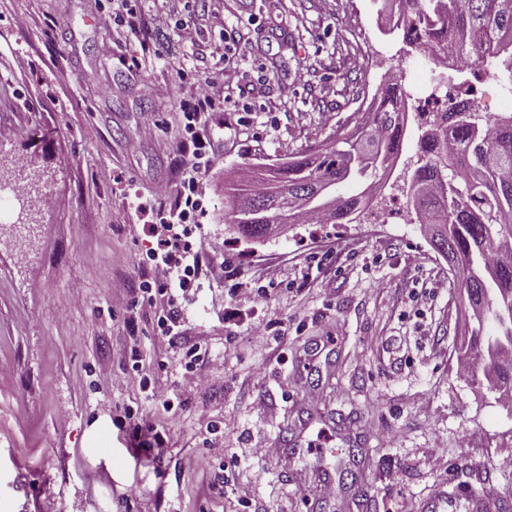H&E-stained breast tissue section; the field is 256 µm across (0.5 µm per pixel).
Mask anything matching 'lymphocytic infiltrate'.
Returning a JSON list of instances; mask_svg holds the SVG:
<instances>
[{
	"mask_svg": "<svg viewBox=\"0 0 512 512\" xmlns=\"http://www.w3.org/2000/svg\"><path fill=\"white\" fill-rule=\"evenodd\" d=\"M214 108L215 102L207 94L184 105L183 139L193 146L194 161L182 171L174 207L159 209L152 217L150 231L157 239V247L149 257L143 281L139 287L112 299L113 305L133 313L146 307L156 321L159 335L179 338L186 356L196 364L185 379V387L196 392L206 389L209 383L203 369L209 352L206 344L190 336L182 325L179 305L188 292L200 287L202 280L221 279L224 272L223 266L215 265L202 244L194 240L196 218L203 210L199 174L209 165L204 130ZM115 424L135 441L137 455L163 462L166 440L156 426L146 423L129 407L117 414Z\"/></svg>",
	"mask_w": 512,
	"mask_h": 512,
	"instance_id": "obj_1",
	"label": "lymphocytic infiltrate"
}]
</instances>
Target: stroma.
<instances>
[{"label": "stroma", "mask_w": 512, "mask_h": 512, "mask_svg": "<svg viewBox=\"0 0 512 512\" xmlns=\"http://www.w3.org/2000/svg\"><path fill=\"white\" fill-rule=\"evenodd\" d=\"M198 29L125 34L116 0H0V174L41 179L35 234L0 228V512H438L512 505V408L459 373L463 292L405 199L386 189L391 223L293 224L253 241L224 222V182L288 161L347 130L388 74L419 80L417 49L389 29L385 0H132ZM25 12L33 21L17 26ZM213 112L200 176L201 234L224 277L182 302L208 344L209 388L166 412L124 365L131 341L165 361L183 351L150 318L113 307L137 287L157 241L146 225L173 206L176 169L192 163L180 104L200 91ZM166 81L169 98L148 85ZM154 133L143 137L145 127ZM137 141L135 152L124 149ZM281 269L265 286L262 265ZM430 299H421V291ZM262 332L250 335L252 326ZM377 345H370V338ZM138 409L168 441L162 469L130 452L113 423ZM216 437L234 461L199 465ZM287 440V458L251 459ZM443 451L433 463L432 449ZM329 469L336 496L314 501L305 478ZM248 483L250 506L215 479Z\"/></svg>", "instance_id": "35a3bbf8"}]
</instances>
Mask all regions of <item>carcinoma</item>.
<instances>
[{"label": "carcinoma", "mask_w": 512, "mask_h": 512, "mask_svg": "<svg viewBox=\"0 0 512 512\" xmlns=\"http://www.w3.org/2000/svg\"><path fill=\"white\" fill-rule=\"evenodd\" d=\"M391 16L392 30L403 42L445 62L453 56L459 64L482 56L501 59L512 80V0H399ZM408 108L398 85L387 83L376 94L369 111L353 128L336 138V147L322 144L275 168L288 198L298 200L293 223L320 183L363 180L369 173L401 156L404 124L401 110ZM431 128L417 143L418 187L408 188L414 214L429 232V242L460 275L469 306L477 315L490 301L512 298V244L494 241V235L512 238V115L491 120L472 110V103L450 98L442 111L433 113ZM224 221L238 234L265 239L264 222L243 220L244 205L260 209L264 201L252 182L235 180L224 192ZM369 196H336V212L321 216L324 224L353 223L368 210ZM512 335V322L499 327L497 336L483 328L472 329L462 346L460 364L469 380L481 390L492 386L512 391V356L501 351L490 360L499 337Z\"/></svg>", "instance_id": "obj_1"}]
</instances>
